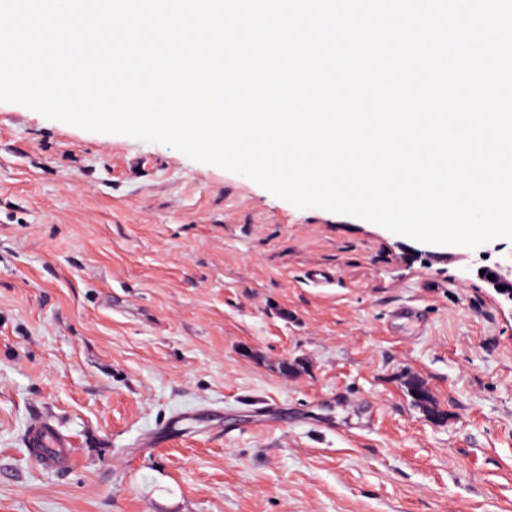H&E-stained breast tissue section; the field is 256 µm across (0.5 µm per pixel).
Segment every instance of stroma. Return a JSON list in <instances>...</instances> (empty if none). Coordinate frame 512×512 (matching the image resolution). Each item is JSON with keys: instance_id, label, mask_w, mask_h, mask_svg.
<instances>
[{"instance_id": "obj_1", "label": "stroma", "mask_w": 512, "mask_h": 512, "mask_svg": "<svg viewBox=\"0 0 512 512\" xmlns=\"http://www.w3.org/2000/svg\"><path fill=\"white\" fill-rule=\"evenodd\" d=\"M511 252L0 102V512H512ZM485 273L481 275L483 280L487 282L494 290L502 296L512 300V252L502 263L497 265L495 270L484 269ZM488 274H492L494 280L487 278ZM498 286L504 287V290L498 289ZM26 448H31L38 461L51 469L68 468L74 460V448L67 437L50 421H33L26 435Z\"/></svg>"}]
</instances>
